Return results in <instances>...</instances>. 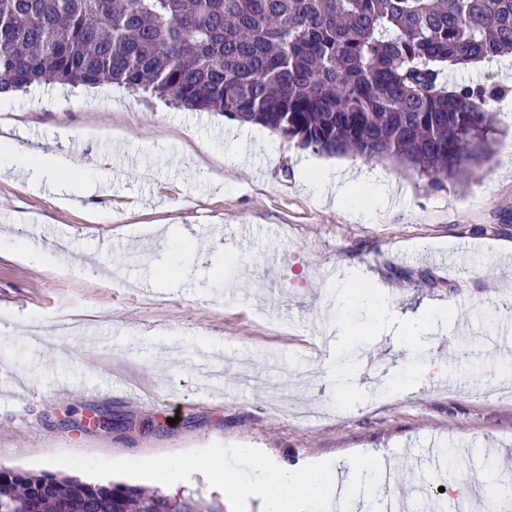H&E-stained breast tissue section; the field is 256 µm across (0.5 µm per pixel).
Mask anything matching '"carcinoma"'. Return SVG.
Returning a JSON list of instances; mask_svg holds the SVG:
<instances>
[{
	"instance_id": "cac0c4a2",
	"label": "carcinoma",
	"mask_w": 512,
	"mask_h": 512,
	"mask_svg": "<svg viewBox=\"0 0 512 512\" xmlns=\"http://www.w3.org/2000/svg\"><path fill=\"white\" fill-rule=\"evenodd\" d=\"M512 54V0H0V91H150L259 124L319 154L390 160L435 187L490 156L498 87L448 66ZM0 512H224L0 467Z\"/></svg>"
}]
</instances>
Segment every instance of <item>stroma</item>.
<instances>
[{"mask_svg":"<svg viewBox=\"0 0 512 512\" xmlns=\"http://www.w3.org/2000/svg\"><path fill=\"white\" fill-rule=\"evenodd\" d=\"M445 77L508 87L492 160L434 188L351 155L363 182L337 204L318 195L326 156L275 133L260 146L218 112L114 85L1 100L0 128L57 155L84 208L0 175V465L219 442L328 460L343 481L368 453L410 512H435L448 469L423 449L512 475V56ZM29 243L36 259L15 256ZM424 356L440 374L409 380ZM341 382L358 396L343 409ZM99 410L111 431L85 427Z\"/></svg>","mask_w":512,"mask_h":512,"instance_id":"obj_1","label":"stroma"}]
</instances>
